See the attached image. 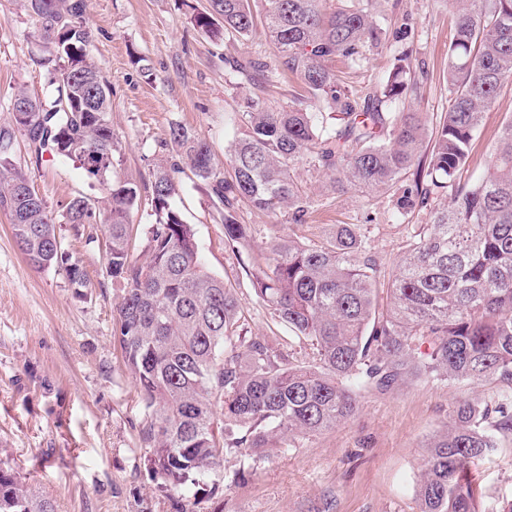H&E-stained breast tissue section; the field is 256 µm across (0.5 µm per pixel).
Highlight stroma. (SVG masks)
Instances as JSON below:
<instances>
[{
  "instance_id": "stroma-1",
  "label": "stroma",
  "mask_w": 512,
  "mask_h": 512,
  "mask_svg": "<svg viewBox=\"0 0 512 512\" xmlns=\"http://www.w3.org/2000/svg\"><path fill=\"white\" fill-rule=\"evenodd\" d=\"M207 5L208 0H87L90 54L112 88L111 121L123 171L140 185L150 184L157 158L181 163L164 145L171 124L205 139L222 168L248 98L277 111L303 93L289 74L259 88L239 80L235 60L271 63L275 49L259 28L246 39L210 40L191 21ZM370 10L387 36L359 65L335 62L339 85L355 96L378 91L397 58L409 52L419 90L395 109L439 121L448 108V45L455 25L448 0H372ZM44 55L30 17L16 0H0V127L11 123L17 88L49 96ZM135 55L142 65L132 64ZM499 101L474 140L468 177L487 167L501 121L512 112V84ZM14 154L53 210L88 193L73 162L48 156L35 161L24 136H16ZM297 175L309 205L302 235L317 240L332 224L367 225L372 252L381 256L384 272L392 273L406 229L392 215L390 195L336 192L323 173L305 166ZM176 179L181 191L175 204L193 225L207 268L235 287L251 335L288 337L225 250L224 226L206 185L183 173ZM57 231L84 268L88 287H72L59 272L32 267L0 212V466L27 477L55 512H176L177 493L159 491L146 469L139 436L145 407L112 341L120 286L106 272L104 231L95 227L89 239L73 236L65 224ZM499 390L495 383L441 380L364 390L358 412L332 430L246 461L226 453L204 512H417L425 443L447 422L454 403L493 401ZM473 473L486 503L512 499V438H502L500 449L476 462Z\"/></svg>"
}]
</instances>
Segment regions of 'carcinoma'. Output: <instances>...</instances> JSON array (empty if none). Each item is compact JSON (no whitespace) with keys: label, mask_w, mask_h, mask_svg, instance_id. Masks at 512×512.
I'll return each mask as SVG.
<instances>
[{"label":"carcinoma","mask_w":512,"mask_h":512,"mask_svg":"<svg viewBox=\"0 0 512 512\" xmlns=\"http://www.w3.org/2000/svg\"><path fill=\"white\" fill-rule=\"evenodd\" d=\"M19 2L46 45L43 65L53 71L55 93L39 98L18 89L12 124L35 159L47 152L76 163L97 195L76 196L55 214L16 164L13 133L0 129V210L29 264L64 272L76 288L87 286L86 274L63 250L57 225L77 236L104 227L108 275L123 285L112 340L145 403L148 472L159 489L188 492L179 512H201L225 452L289 448L300 435L351 418L359 388L427 379L496 382L504 392L493 403L463 400L450 409L425 445L418 512H512V501L486 510L471 472L498 449L499 436L512 435V114L501 123L487 174L460 179L484 113L512 83V0H451L448 112L432 129L421 112L383 111L414 89L405 53L380 93L354 97L337 88L336 59L356 64L382 44L365 0H341L333 10L325 0H265L262 27L276 71L295 75L324 111L300 104L269 111L251 101L227 170L214 166L205 140L170 126L169 142L223 206L225 249L270 317L292 333L285 344L248 335L235 289L205 268L194 228L173 206L179 183L163 158L148 188L155 221L142 257L131 255V215L142 192L121 174L112 91L87 52L86 0ZM193 23L215 38L246 39L255 27L251 0H209ZM236 68L254 83L269 74L260 59ZM303 163L343 192L394 191L401 221L440 195L450 204L430 209V223L410 225L386 285L363 224H336L317 242L276 234L258 264L239 206L272 214L286 207L292 225L304 226L309 209L295 177ZM383 287L391 296L385 311L377 304ZM296 344L313 350L315 365L298 362ZM0 512L53 509L26 478L0 466Z\"/></svg>","instance_id":"1"}]
</instances>
